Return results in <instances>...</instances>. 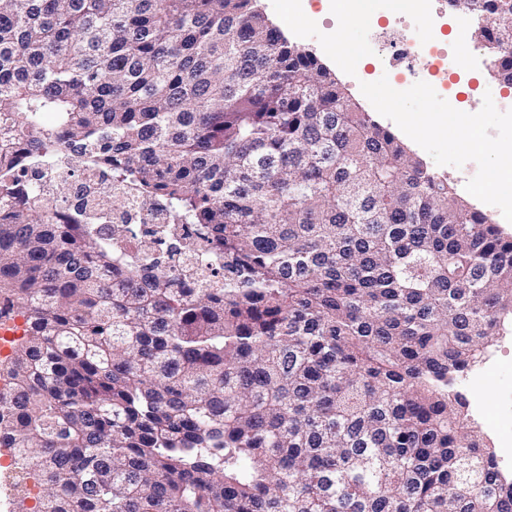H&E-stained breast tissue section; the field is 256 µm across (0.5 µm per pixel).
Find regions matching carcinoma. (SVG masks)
<instances>
[{
  "label": "carcinoma",
  "instance_id": "carcinoma-1",
  "mask_svg": "<svg viewBox=\"0 0 512 512\" xmlns=\"http://www.w3.org/2000/svg\"><path fill=\"white\" fill-rule=\"evenodd\" d=\"M253 2L0 0V448L37 512H512L448 390L512 335V237ZM448 6L512 84V0ZM63 163L167 248L115 194L57 220Z\"/></svg>",
  "mask_w": 512,
  "mask_h": 512
}]
</instances>
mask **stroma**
I'll return each mask as SVG.
<instances>
[{"label": "stroma", "mask_w": 512, "mask_h": 512, "mask_svg": "<svg viewBox=\"0 0 512 512\" xmlns=\"http://www.w3.org/2000/svg\"><path fill=\"white\" fill-rule=\"evenodd\" d=\"M258 7L290 42L315 53L346 92L359 101L374 120L389 127L408 152L431 171L447 177L470 207L481 210L491 223L502 225L504 232L512 235V223L503 224L493 208L494 203L503 198H512V179L493 176L485 155L474 148L461 150L447 130L426 127L427 122L447 116L449 110H462L481 120V137L487 146L499 153H508L512 150V112H502L497 107L498 99L512 94L507 84L475 61L464 70L449 73V91L425 87L411 94L405 111L400 112L381 101H369L362 94L363 88L368 86H390L393 76L388 67L376 59L365 66L353 67L345 58L325 49V40L335 29L342 41L372 51L374 28L388 25L387 15L393 10L391 0H370L368 12L379 17L375 26L362 17L337 26L334 0H304L301 11L308 12L314 20L310 28L303 27L299 11L289 9L286 0H281L277 6L271 0H259ZM432 14L433 24L412 28L415 40L436 42L448 36L457 43L473 42L474 22L470 14L448 8L444 0H435ZM492 353L497 359L495 366L487 371L478 389H465L464 395L469 400H483L484 414L475 417L474 422L485 444L496 452L502 446L497 426L512 423V335L500 337Z\"/></svg>", "instance_id": "1"}]
</instances>
